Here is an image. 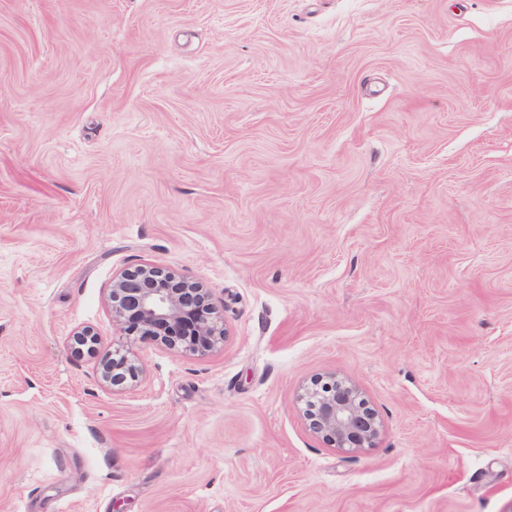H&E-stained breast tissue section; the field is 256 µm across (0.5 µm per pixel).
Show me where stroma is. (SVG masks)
<instances>
[{
	"label": "stroma",
	"mask_w": 512,
	"mask_h": 512,
	"mask_svg": "<svg viewBox=\"0 0 512 512\" xmlns=\"http://www.w3.org/2000/svg\"><path fill=\"white\" fill-rule=\"evenodd\" d=\"M145 263L223 344L113 326ZM0 512H512V0H0ZM117 353H107L99 361L98 374L100 380L112 387L137 383L143 374V368L127 355L118 358ZM304 415L313 432L338 448L372 446L381 421L356 385L335 374L319 377L300 396Z\"/></svg>",
	"instance_id": "stroma-1"
}]
</instances>
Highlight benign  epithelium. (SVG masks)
Returning a JSON list of instances; mask_svg holds the SVG:
<instances>
[{"label": "benign epithelium", "instance_id": "obj_1", "mask_svg": "<svg viewBox=\"0 0 512 512\" xmlns=\"http://www.w3.org/2000/svg\"><path fill=\"white\" fill-rule=\"evenodd\" d=\"M112 321L127 336L181 353L206 354L224 342L220 315L211 289L186 276L153 265L126 269L112 279ZM75 342L96 350L100 336L86 327ZM100 380L113 387L138 382L143 368L126 355L107 353L99 361ZM313 432L338 448L373 445L381 421L356 385L334 374L319 377L300 396Z\"/></svg>", "mask_w": 512, "mask_h": 512}]
</instances>
